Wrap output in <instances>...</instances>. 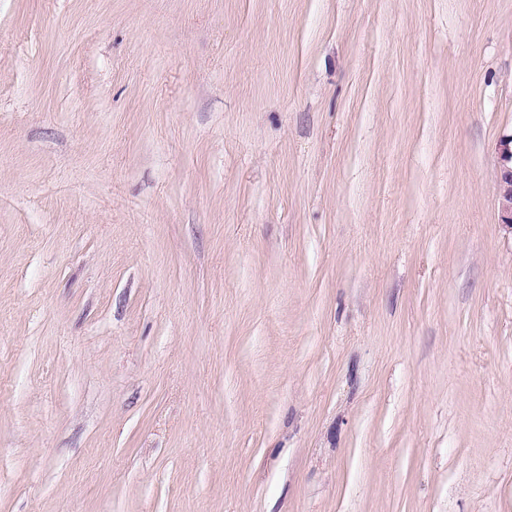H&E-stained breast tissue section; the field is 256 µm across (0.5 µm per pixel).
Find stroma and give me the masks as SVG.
<instances>
[{
    "instance_id": "obj_1",
    "label": "stroma",
    "mask_w": 512,
    "mask_h": 512,
    "mask_svg": "<svg viewBox=\"0 0 512 512\" xmlns=\"http://www.w3.org/2000/svg\"><path fill=\"white\" fill-rule=\"evenodd\" d=\"M512 0H0V512H512ZM499 151L505 162L500 170L497 183L501 224L512 229V135L500 141Z\"/></svg>"
}]
</instances>
